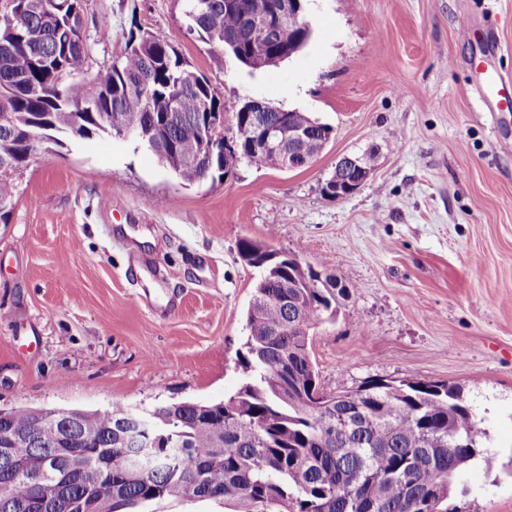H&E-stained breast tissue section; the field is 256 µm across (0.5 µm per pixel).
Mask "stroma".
I'll return each instance as SVG.
<instances>
[{
  "mask_svg": "<svg viewBox=\"0 0 512 512\" xmlns=\"http://www.w3.org/2000/svg\"><path fill=\"white\" fill-rule=\"evenodd\" d=\"M307 18L302 50L252 72L187 31L183 0H86V76L130 31L160 32L223 85L226 135L251 98L333 132L308 166L242 160L191 186L131 138L39 151L0 223V408L144 411L233 394L258 277L238 243L251 239L330 259L350 289L309 339L321 389L460 386L487 438L459 505L512 512V129L484 111L477 46L461 36L465 21L493 31L486 65L512 77V0H309ZM369 153L358 190L324 193L340 158ZM134 255L165 284L131 272Z\"/></svg>",
  "mask_w": 512,
  "mask_h": 512,
  "instance_id": "1",
  "label": "stroma"
}]
</instances>
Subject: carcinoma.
Wrapping results in <instances>:
<instances>
[{
  "mask_svg": "<svg viewBox=\"0 0 512 512\" xmlns=\"http://www.w3.org/2000/svg\"><path fill=\"white\" fill-rule=\"evenodd\" d=\"M39 12L23 11L14 24L0 22V221H7L17 178L46 142L117 135L120 125L149 134L147 149L201 145L203 114L224 111V90L199 75L168 37L158 32L130 36L124 55L85 76L89 46L77 32L84 0H40ZM187 28L208 44L247 65L224 35L243 38L255 52L273 47L295 53L311 32L272 25L247 30L243 19L275 21L278 0H185ZM257 167L280 168L275 149L249 155ZM186 185L224 177V153L207 147L203 160L173 165ZM267 246L239 242V255L261 272L246 313L247 339L238 363L244 376L238 391L211 404L178 402L151 410L169 426L159 461L139 477L120 470L129 409L80 410L67 428L73 443L57 473L56 493L46 512H77L73 504L93 499L106 512H137L164 499L234 501L244 512L273 503L278 512H457L464 476L483 455V432L469 420L460 389L441 392L414 381L372 379L316 401L308 390L315 374L309 337L289 326L292 308L284 294L302 300L308 325L336 318L349 288L328 293L317 287L319 272L289 258L271 270ZM62 410L35 414L26 407L0 418L25 437L0 453V512H41L31 481L53 466L62 452L51 423Z\"/></svg>",
  "mask_w": 512,
  "mask_h": 512,
  "instance_id": "1",
  "label": "carcinoma"
}]
</instances>
